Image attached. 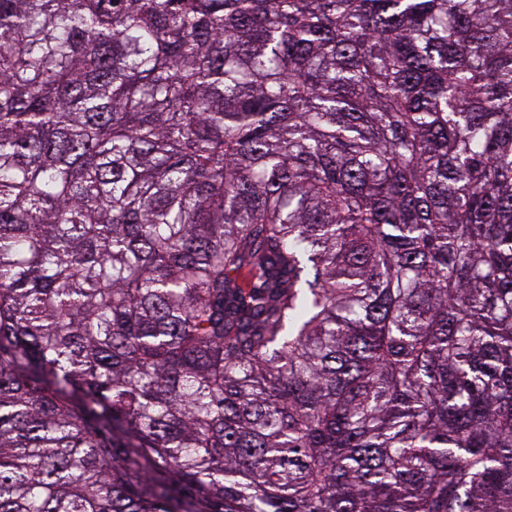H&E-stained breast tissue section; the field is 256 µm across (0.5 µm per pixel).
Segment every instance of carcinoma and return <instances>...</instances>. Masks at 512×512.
Segmentation results:
<instances>
[{"instance_id":"1","label":"carcinoma","mask_w":512,"mask_h":512,"mask_svg":"<svg viewBox=\"0 0 512 512\" xmlns=\"http://www.w3.org/2000/svg\"><path fill=\"white\" fill-rule=\"evenodd\" d=\"M0 512H512V0H0Z\"/></svg>"}]
</instances>
